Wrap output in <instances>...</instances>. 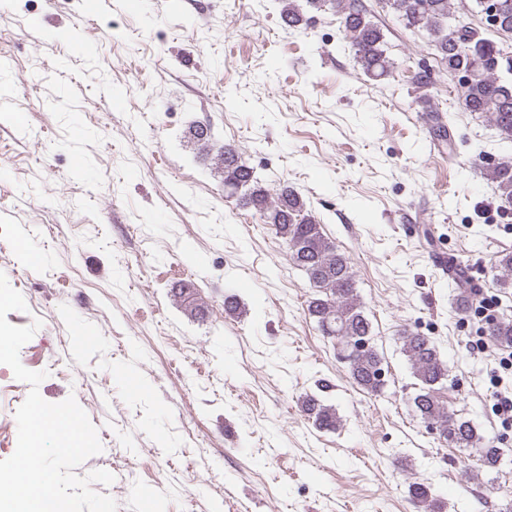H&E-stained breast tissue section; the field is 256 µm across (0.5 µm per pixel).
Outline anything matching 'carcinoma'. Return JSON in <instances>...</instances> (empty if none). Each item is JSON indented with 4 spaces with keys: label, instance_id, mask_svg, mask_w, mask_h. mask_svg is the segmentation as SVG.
I'll return each instance as SVG.
<instances>
[{
    "label": "carcinoma",
    "instance_id": "obj_1",
    "mask_svg": "<svg viewBox=\"0 0 512 512\" xmlns=\"http://www.w3.org/2000/svg\"><path fill=\"white\" fill-rule=\"evenodd\" d=\"M305 2L316 11L326 6L336 9L355 60L368 79L377 81L392 73L393 61L387 55L385 35L370 19L363 0ZM378 3L393 12L405 28L428 33L430 45L445 64L448 75L460 79L466 110L486 116L501 138L512 141V52L486 38H469L470 27L456 19L453 0H378ZM281 16L288 18L290 28L306 21L296 0H286ZM490 28L498 34L512 33V0H500ZM191 136L201 150L217 149L226 196L237 197L260 215L263 223L287 246L291 263L315 288L306 307L307 315L316 322L324 337L346 351L345 363L352 381L367 393L381 394L386 386L382 377L383 357L374 344L372 323L356 292L350 259L328 241L320 222L293 190L285 186L270 194L234 147H218L213 143L211 129L197 126ZM487 172L500 200L511 206L512 163L490 165ZM448 267L455 283L454 310L463 316L473 304L472 277L452 259ZM485 332L512 345V321L489 322ZM400 339L413 376L419 382V392L413 398L417 415L436 428L446 443L454 448H472L478 452L483 466L496 468L501 460V449L436 396L437 386L448 380L449 369L434 342L428 336L409 330L404 331ZM302 409L319 429L331 431L340 426L336 410L315 395L304 397ZM409 494L427 512H442L431 485L425 480L413 478Z\"/></svg>",
    "mask_w": 512,
    "mask_h": 512
}]
</instances>
